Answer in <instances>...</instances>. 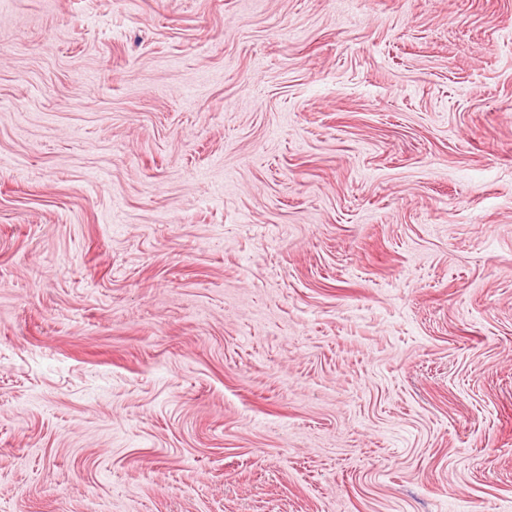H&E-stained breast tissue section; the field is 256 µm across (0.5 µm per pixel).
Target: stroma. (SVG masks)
<instances>
[{"instance_id":"obj_1","label":"stroma","mask_w":512,"mask_h":512,"mask_svg":"<svg viewBox=\"0 0 512 512\" xmlns=\"http://www.w3.org/2000/svg\"><path fill=\"white\" fill-rule=\"evenodd\" d=\"M0 512H512V0H0Z\"/></svg>"}]
</instances>
